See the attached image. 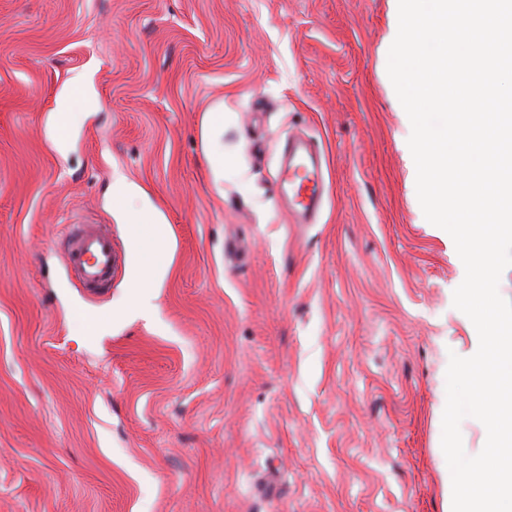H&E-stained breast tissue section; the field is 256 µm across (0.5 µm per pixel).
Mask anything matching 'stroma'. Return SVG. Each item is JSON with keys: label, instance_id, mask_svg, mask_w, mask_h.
I'll return each mask as SVG.
<instances>
[{"label": "stroma", "instance_id": "35a3bbf8", "mask_svg": "<svg viewBox=\"0 0 512 512\" xmlns=\"http://www.w3.org/2000/svg\"><path fill=\"white\" fill-rule=\"evenodd\" d=\"M397 30L398 0H0V512H444L446 371L478 337ZM82 70L99 105L61 146ZM292 135L327 163L312 224L280 199ZM118 173L169 230L150 321L119 316L142 202ZM68 224L111 234L110 288L70 278ZM88 110L95 108L98 98L92 87L91 80L87 74H78L70 84L63 87L56 97V107L50 116V124L57 130V137L63 141L62 132L69 130L75 121L77 105Z\"/></svg>", "mask_w": 512, "mask_h": 512}]
</instances>
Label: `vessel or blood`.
<instances>
[{"label":"vessel or blood","instance_id":"1","mask_svg":"<svg viewBox=\"0 0 512 512\" xmlns=\"http://www.w3.org/2000/svg\"><path fill=\"white\" fill-rule=\"evenodd\" d=\"M285 166L281 190L296 221L306 223L320 211L326 192L320 151L308 140L293 144ZM64 255L84 288L95 292L111 285L118 259L108 233L89 224L69 225Z\"/></svg>","mask_w":512,"mask_h":512}]
</instances>
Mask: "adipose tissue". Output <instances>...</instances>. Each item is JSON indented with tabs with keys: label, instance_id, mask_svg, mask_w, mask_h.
I'll list each match as a JSON object with an SVG mask.
<instances>
[{
	"label": "adipose tissue",
	"instance_id": "ef3b65f1",
	"mask_svg": "<svg viewBox=\"0 0 512 512\" xmlns=\"http://www.w3.org/2000/svg\"><path fill=\"white\" fill-rule=\"evenodd\" d=\"M98 99L88 75L80 74L63 87L56 97V107L49 119L57 132L73 126L78 109L96 107ZM132 246L138 256V266L132 282V298L123 310V317L147 316L148 310L140 296L145 288L161 281L169 269L167 227L151 207H143L139 222L130 232Z\"/></svg>",
	"mask_w": 512,
	"mask_h": 512
}]
</instances>
